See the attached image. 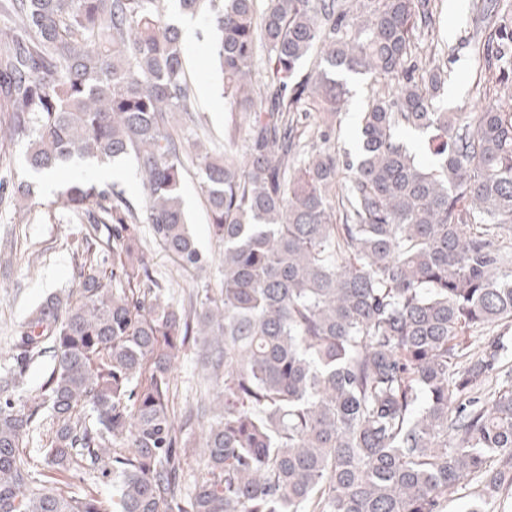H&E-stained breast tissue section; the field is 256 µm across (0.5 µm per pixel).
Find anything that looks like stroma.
<instances>
[{"label": "stroma", "mask_w": 512, "mask_h": 512, "mask_svg": "<svg viewBox=\"0 0 512 512\" xmlns=\"http://www.w3.org/2000/svg\"><path fill=\"white\" fill-rule=\"evenodd\" d=\"M477 0H436L435 41L448 69L449 92L444 107L482 112L512 100V92L496 84L486 72L474 40L478 27ZM194 40L185 42V66L196 99V110L206 146L220 149L229 118V106L222 93L219 73L209 49V28L205 14L191 19ZM351 90L336 122V151L356 154L359 146L357 114L378 90L371 77L346 75ZM183 198L190 228L200 249L210 261L189 275L179 274L171 260L154 244L149 232H141L139 246L153 257L159 284L167 298L186 301L197 286H208L220 294L224 283L217 260L221 244L207 223L206 208L199 188V171L188 165ZM108 232L104 225L72 224L54 205V193L37 187L24 209L0 207V373L13 369L16 331L29 307L46 294L75 288L78 283L73 253L84 242L94 243L106 253ZM204 361L201 345L183 350L174 365V411L183 413L205 393L202 380Z\"/></svg>", "instance_id": "1"}]
</instances>
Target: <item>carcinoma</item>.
Masks as SVG:
<instances>
[{"instance_id": "cac0c4a2", "label": "carcinoma", "mask_w": 512, "mask_h": 512, "mask_svg": "<svg viewBox=\"0 0 512 512\" xmlns=\"http://www.w3.org/2000/svg\"><path fill=\"white\" fill-rule=\"evenodd\" d=\"M170 0H5L0 138L27 145L32 174L76 158L133 161L143 202L66 178L54 204L102 224L112 260L74 253L78 288L48 294L0 376V512H493L512 490V107L437 106L448 71L413 51L434 36L431 0H177L209 5L210 53L231 105L224 151L198 127ZM482 0L512 79V17ZM314 62L306 73L304 62ZM343 72L395 86L359 114L356 158L336 153ZM424 136L431 163L401 139ZM202 172L224 288L167 299L138 248L140 225L181 268L207 263L182 183ZM21 181L0 203L27 201ZM202 343L207 475L188 490L189 443L172 412L178 353ZM52 353L39 401L18 395ZM46 422L45 442L34 434ZM79 467L112 482L104 500L42 483Z\"/></svg>"}]
</instances>
